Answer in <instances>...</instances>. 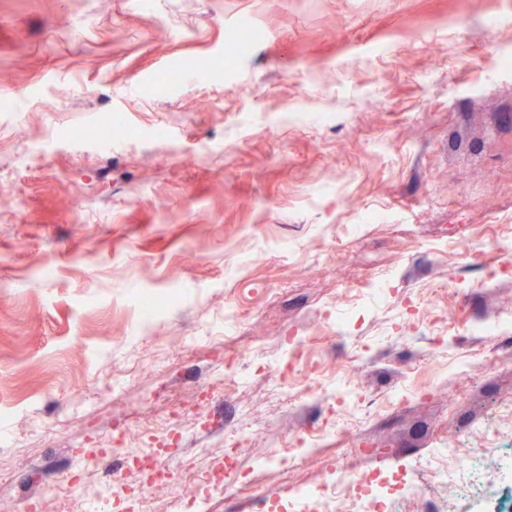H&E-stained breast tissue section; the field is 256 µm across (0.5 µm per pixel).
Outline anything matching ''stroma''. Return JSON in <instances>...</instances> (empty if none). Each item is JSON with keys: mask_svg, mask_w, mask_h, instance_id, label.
Wrapping results in <instances>:
<instances>
[{"mask_svg": "<svg viewBox=\"0 0 512 512\" xmlns=\"http://www.w3.org/2000/svg\"><path fill=\"white\" fill-rule=\"evenodd\" d=\"M242 27L249 51L225 57ZM0 75L19 95L0 113V174L23 172L0 188V477L14 512L112 434L115 375L138 358L149 369L122 386L132 422L162 421L176 380L182 418L268 442L317 427L322 408H290L267 377L231 395L212 385L229 302L246 371L285 357L288 327H321L309 381L343 388L348 417L366 419L363 468L421 464L406 512H433L428 461L482 446L473 422L512 394V371L480 369L456 341L428 354L439 316L484 317L469 286L512 237V0H0ZM108 113L137 138H68ZM473 235L479 264L459 249ZM375 274L394 278L389 299L373 297ZM171 290L177 306L143 323L136 295ZM413 297L417 337L386 351ZM323 305L360 313L322 325ZM358 353L359 378L322 375ZM421 383L442 398L419 400ZM238 466L252 502L210 512L272 499L278 472L250 450Z\"/></svg>", "mask_w": 512, "mask_h": 512, "instance_id": "35a3bbf8", "label": "stroma"}]
</instances>
